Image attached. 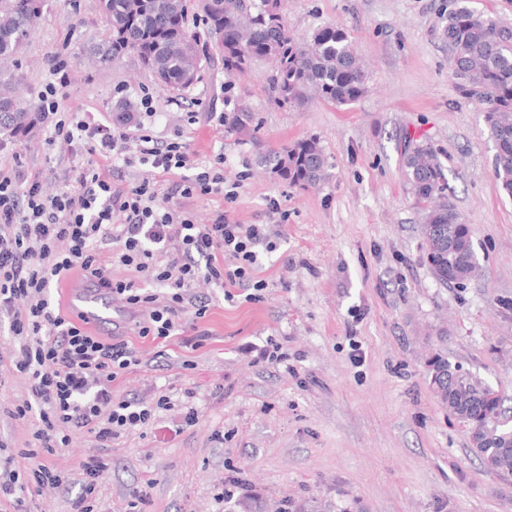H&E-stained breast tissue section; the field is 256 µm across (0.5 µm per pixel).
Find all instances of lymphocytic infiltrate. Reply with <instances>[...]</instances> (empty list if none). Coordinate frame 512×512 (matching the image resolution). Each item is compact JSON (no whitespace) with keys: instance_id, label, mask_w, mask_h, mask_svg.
Returning a JSON list of instances; mask_svg holds the SVG:
<instances>
[{"instance_id":"obj_1","label":"lymphocytic infiltrate","mask_w":512,"mask_h":512,"mask_svg":"<svg viewBox=\"0 0 512 512\" xmlns=\"http://www.w3.org/2000/svg\"><path fill=\"white\" fill-rule=\"evenodd\" d=\"M68 67L67 60L55 59L53 80L39 98L40 118L53 128L50 143L79 144L113 165H146L159 174L178 170L182 176L165 189L146 180L121 191L90 167L77 186L47 198L39 180L21 169L0 170V318L20 342L15 367L30 381L29 401L11 415L22 422L38 418L33 446L21 453L23 469L14 468L10 457L0 465V500L11 502L14 512H32L28 501L40 489L65 484L50 461L68 443L61 426L88 434L103 449L123 431L171 408L165 395L149 403L115 395L113 383L139 365V358L126 342L108 341L57 311L52 288L80 272L94 287L142 311L139 336L165 339L177 328L180 313L205 317L207 303L191 292L195 281L263 290L264 281L256 277L258 256L277 247L268 225L238 223L224 209L216 210L210 223L197 224L173 206L177 196L234 198L224 189L223 160L197 163L181 133L161 141L141 126L131 133L60 118ZM103 242L116 244V259L134 268L137 279L112 278L98 257Z\"/></svg>"}]
</instances>
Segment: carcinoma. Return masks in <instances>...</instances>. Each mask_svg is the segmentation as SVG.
I'll list each match as a JSON object with an SVG mask.
<instances>
[{
	"instance_id": "1",
	"label": "carcinoma",
	"mask_w": 512,
	"mask_h": 512,
	"mask_svg": "<svg viewBox=\"0 0 512 512\" xmlns=\"http://www.w3.org/2000/svg\"><path fill=\"white\" fill-rule=\"evenodd\" d=\"M277 2L211 0L204 24L224 73H242L251 61L267 59L273 63L270 91L281 106H300L313 96L337 106L359 101L367 92V74L345 29L328 25L297 39L288 33ZM189 7L190 0H99L110 38L96 51L98 63L107 66L133 53L162 85H193L200 78L201 37L187 29ZM40 8L41 0H0V56L17 52ZM441 36L448 43V78L463 100L480 106L495 148V177L512 195V25L472 9L468 0H453ZM33 123L11 90H1L0 131L24 134ZM224 125L259 146L258 122L246 104L234 102ZM260 158L295 186L330 179L328 158L315 137L275 153L262 150ZM403 177L422 212L426 263L440 281L465 284L480 263L469 225L448 195L437 150L428 144L407 147ZM428 367L436 397L466 427L471 452L489 471L511 477L512 415L502 396L440 355Z\"/></svg>"
}]
</instances>
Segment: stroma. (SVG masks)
<instances>
[{
    "instance_id": "1",
    "label": "stroma",
    "mask_w": 512,
    "mask_h": 512,
    "mask_svg": "<svg viewBox=\"0 0 512 512\" xmlns=\"http://www.w3.org/2000/svg\"><path fill=\"white\" fill-rule=\"evenodd\" d=\"M449 0H284L282 14L298 37L341 26L368 70L366 95L350 106L313 101L280 107L268 94L271 65L241 73L207 66L185 89L161 86L127 54L98 66L109 38L98 0H44L42 15L18 52L0 57V81L30 111L52 79V60L70 63L60 109L155 137L181 131L197 160L224 158V187L237 199L176 198L195 223L229 208L242 224H272L276 251L263 254L259 301L236 289L197 281L209 304L204 319L184 314L176 335L141 338L137 314L125 312L121 334L141 361L113 384L116 394L174 407L122 433L104 451L109 472L98 489L101 512H125L143 476L153 484L134 512H512V477L490 471L470 450L434 394L428 360L447 358L498 390L512 407V196L494 175L495 150L483 115L448 78L440 36ZM155 113L145 117L142 90ZM246 100L259 146L211 120L227 96ZM193 103L188 123L181 102ZM51 130L0 132V168L21 166L44 194L77 186L88 167L105 163L83 147L50 144ZM318 138L331 164L320 188L289 185L258 166L256 150ZM431 144L447 169L448 194L469 224L481 265L465 286L439 281L423 259L422 214L402 176L408 143ZM278 198L288 213L268 209ZM205 340H197V331ZM287 365L259 361L267 342ZM14 341L0 321V444L23 466L36 418L8 411L29 397L27 375L12 370ZM361 364H354V355ZM198 419L181 424L183 402ZM51 461L68 479L45 487L40 512H73L83 465L96 448L71 429ZM247 485L224 500V479Z\"/></svg>"
}]
</instances>
